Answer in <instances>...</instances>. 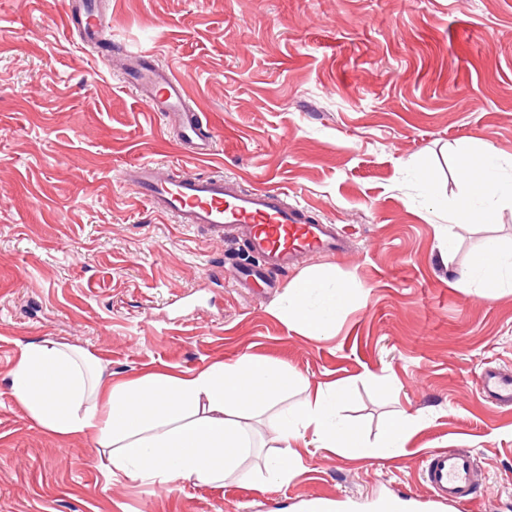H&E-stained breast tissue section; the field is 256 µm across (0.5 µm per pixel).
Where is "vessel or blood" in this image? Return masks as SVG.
Returning <instances> with one entry per match:
<instances>
[{"instance_id":"obj_1","label":"vessel or blood","mask_w":512,"mask_h":512,"mask_svg":"<svg viewBox=\"0 0 512 512\" xmlns=\"http://www.w3.org/2000/svg\"><path fill=\"white\" fill-rule=\"evenodd\" d=\"M64 19L78 27L87 47L100 41L104 25L93 0H64ZM136 62L125 74L127 87L143 99L148 111L177 118L178 143L190 156L207 158L215 136L203 129L198 112L188 106V82L147 50L135 52ZM123 182L134 184L152 209L177 223L204 226L228 238H241L258 266L279 269L291 260L339 250L332 224L312 221L308 206L289 201L278 189H242L221 177H170L162 165L142 162L122 171ZM482 397L512 405V374L494 366L478 374ZM423 480L429 503L440 508L471 500L476 484L473 458L462 450H437L427 459Z\"/></svg>"}]
</instances>
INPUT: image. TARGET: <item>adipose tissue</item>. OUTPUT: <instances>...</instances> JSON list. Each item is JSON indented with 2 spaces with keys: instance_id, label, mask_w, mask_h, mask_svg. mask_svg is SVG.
Here are the masks:
<instances>
[{
  "instance_id": "1",
  "label": "adipose tissue",
  "mask_w": 512,
  "mask_h": 512,
  "mask_svg": "<svg viewBox=\"0 0 512 512\" xmlns=\"http://www.w3.org/2000/svg\"><path fill=\"white\" fill-rule=\"evenodd\" d=\"M465 162L473 174L450 219L495 222L497 205H512V160L479 145ZM327 276L326 270H316L290 286L284 316L305 335H324L328 327L327 313L308 301L309 289L320 287ZM455 286L464 292L481 288L487 297L512 288V255H505L496 240H487ZM293 386L306 393L292 417L275 419L281 449L266 466L267 476L278 482L293 478L301 466L292 448L301 434H311L318 447L368 461L405 453L418 427L417 420L397 412L385 429L386 448L369 447L331 416L342 388H309L300 373L248 354L194 371L116 381L86 350L42 341L21 348L9 378L11 396L42 427L61 436L91 435L106 449L110 477L165 485L185 480L220 484L238 472L251 446L241 419Z\"/></svg>"
}]
</instances>
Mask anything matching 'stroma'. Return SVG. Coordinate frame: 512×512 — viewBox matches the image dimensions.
<instances>
[{
	"mask_svg": "<svg viewBox=\"0 0 512 512\" xmlns=\"http://www.w3.org/2000/svg\"><path fill=\"white\" fill-rule=\"evenodd\" d=\"M63 0H0V512H428L422 470L469 452L473 498L446 512H512V407L476 392L485 365L512 372V290L455 288L483 243L512 251V208L449 225L473 143L512 156V0H101L107 46L62 21ZM147 49L188 77L211 158H193L124 84ZM143 161L282 189L335 225L344 252L318 253L240 287L242 243L173 224L120 180ZM434 176L432 190L419 169ZM356 282L326 335L278 313L317 269ZM88 351L125 379L249 354L313 385L370 445L405 410L407 453L366 462L298 437L302 467L269 480L271 418L243 423L254 448L223 485L106 476L87 436L44 429L9 392L21 345Z\"/></svg>",
	"mask_w": 512,
	"mask_h": 512,
	"instance_id": "35a3bbf8",
	"label": "stroma"
}]
</instances>
